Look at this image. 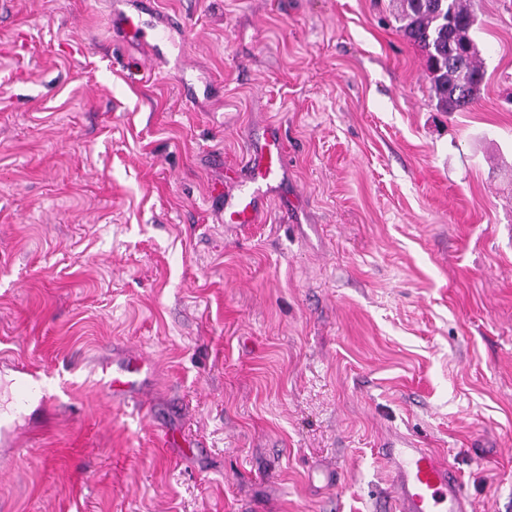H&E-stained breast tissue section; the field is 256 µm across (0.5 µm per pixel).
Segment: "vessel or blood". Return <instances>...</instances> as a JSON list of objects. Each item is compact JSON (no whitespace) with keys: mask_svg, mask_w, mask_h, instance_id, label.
Wrapping results in <instances>:
<instances>
[{"mask_svg":"<svg viewBox=\"0 0 512 512\" xmlns=\"http://www.w3.org/2000/svg\"><path fill=\"white\" fill-rule=\"evenodd\" d=\"M131 3L132 0H114L113 26L125 31L130 40L147 46L152 55L162 56V28L183 26V19L171 17L164 25L148 26L139 16L127 13L126 8ZM244 166L247 186L238 194L228 193L220 183L211 186L212 193L221 200L225 223L235 227L259 223V191L279 181L287 169L278 135L268 133L263 146L246 154ZM149 370L147 359L130 357L113 366L102 367L97 387L113 401L134 403L145 390ZM12 385V398L21 406L45 393L36 372L23 364L16 365ZM382 456L391 476L389 501L395 512H471L456 472L432 450L420 447L412 439L401 438L387 442Z\"/></svg>","mask_w":512,"mask_h":512,"instance_id":"obj_1","label":"vessel or blood"}]
</instances>
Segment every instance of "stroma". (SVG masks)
Here are the masks:
<instances>
[{"instance_id":"stroma-1","label":"stroma","mask_w":512,"mask_h":512,"mask_svg":"<svg viewBox=\"0 0 512 512\" xmlns=\"http://www.w3.org/2000/svg\"><path fill=\"white\" fill-rule=\"evenodd\" d=\"M400 5L144 0L187 23L159 62L111 0H0V379L54 403L0 512H389L399 435L512 512V0H472L464 112ZM273 128L286 179L225 229L209 185ZM128 352L142 409L96 387ZM14 378L10 381L13 385L12 398L17 405L26 406L29 400L37 395L41 396L44 402L48 398L45 389L40 383L36 372L29 369L25 364H14ZM48 406V400H47Z\"/></svg>"}]
</instances>
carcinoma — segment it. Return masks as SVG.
<instances>
[{"label": "carcinoma", "instance_id": "1", "mask_svg": "<svg viewBox=\"0 0 512 512\" xmlns=\"http://www.w3.org/2000/svg\"><path fill=\"white\" fill-rule=\"evenodd\" d=\"M398 20L405 37L425 55L437 107L467 110L484 80L471 36L476 16L470 0H402Z\"/></svg>", "mask_w": 512, "mask_h": 512}]
</instances>
